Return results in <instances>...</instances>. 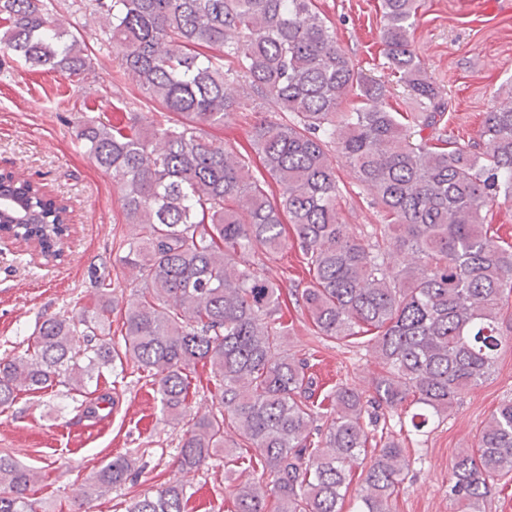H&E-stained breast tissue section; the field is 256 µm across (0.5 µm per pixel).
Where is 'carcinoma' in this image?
Instances as JSON below:
<instances>
[{
	"mask_svg": "<svg viewBox=\"0 0 512 512\" xmlns=\"http://www.w3.org/2000/svg\"><path fill=\"white\" fill-rule=\"evenodd\" d=\"M417 0H381L380 41L397 82L418 107L400 112L388 90L337 43L316 0H94L100 45L155 105L134 103L106 124L86 117L83 152L112 175L131 233L118 262L137 271L121 341L107 329L120 282L79 314L44 318L33 355L0 358V407L23 389L131 364L151 379L162 411L188 419L178 466L196 473L224 447L262 465L271 493L236 488L231 512H342L361 468L356 512H392L410 467L384 420L420 433L494 367L512 300V244L490 231L489 212L512 203V90L485 112L468 147L448 131L443 93L412 45ZM53 0H0V53L32 71L82 79L84 37L60 27ZM236 66L224 68V58ZM267 105L250 150L207 138L234 111ZM279 188L268 192L250 156ZM350 166L379 224L339 220L337 166ZM0 212L28 225L20 241L43 258L64 249L68 220L27 179L0 193ZM298 248L312 281L286 296L247 255ZM315 333L344 345L370 334L383 366L365 393L338 380L325 390L305 357L286 349L287 297ZM210 367L217 412L188 417V371ZM324 420L318 424V420ZM255 451L257 456L249 455ZM129 451L96 472L89 490L134 481ZM512 481V400L454 458L449 490L462 512H482L493 485ZM33 471L0 456V512H41ZM182 482L130 501L127 512H186Z\"/></svg>",
	"mask_w": 512,
	"mask_h": 512,
	"instance_id": "obj_1",
	"label": "carcinoma"
}]
</instances>
